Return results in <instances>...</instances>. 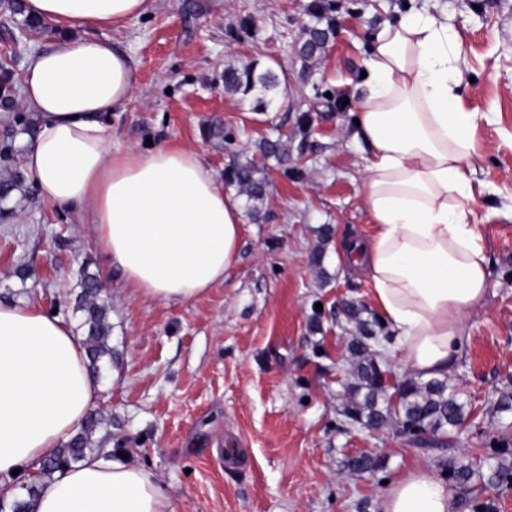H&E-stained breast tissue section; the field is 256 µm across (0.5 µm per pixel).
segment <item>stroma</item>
I'll use <instances>...</instances> for the list:
<instances>
[{
	"instance_id": "1",
	"label": "stroma",
	"mask_w": 512,
	"mask_h": 512,
	"mask_svg": "<svg viewBox=\"0 0 512 512\" xmlns=\"http://www.w3.org/2000/svg\"><path fill=\"white\" fill-rule=\"evenodd\" d=\"M311 0H154L112 31L27 28L24 0H0V68L13 91L0 97V143L14 168L37 125L25 112L22 79L34 51L78 37L108 39L131 58L138 82L122 109L103 113L112 149L190 146L216 178L257 161L268 182L258 213H244L238 257L204 295L143 301L124 287L95 246L84 215L47 201L31 180L0 201V302L56 311L72 328L82 272L98 275L112 324L111 363L99 372L95 442L154 473L174 512H379L388 481L424 468L444 478L457 512H512V487L484 481L512 465V0H426L447 14L462 41L460 94L480 113L472 177L486 185L471 223L491 259L490 293L473 312L448 384L465 402L462 431L436 445L409 443L394 427L371 430L346 418L352 332L341 308L369 303L365 279L340 253L342 237L370 234L360 192L362 145L352 114L371 38L409 0H324L336 36L301 62L294 46ZM282 65V95L265 112L251 95L224 90V68ZM309 127L307 138L297 133ZM222 127L224 138L211 136ZM285 134L302 178L284 176L258 150ZM378 460L371 473L349 459ZM471 466L458 481L450 464Z\"/></svg>"
}]
</instances>
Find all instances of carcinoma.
Wrapping results in <instances>:
<instances>
[{"mask_svg":"<svg viewBox=\"0 0 512 512\" xmlns=\"http://www.w3.org/2000/svg\"><path fill=\"white\" fill-rule=\"evenodd\" d=\"M304 35L298 55L306 62L324 48L335 32L330 24L325 27L311 25L304 29ZM279 86V77L270 68L260 70L251 63L224 68V91L255 95L256 107L261 111L276 101ZM260 150L266 157L288 159V144L280 137L264 140ZM256 173V167L251 162L232 165L224 172L225 180L245 195L251 211L257 209V204L263 202L267 194V182L256 177ZM79 287L77 309L84 313L83 325L86 326L82 344L92 369L98 372L99 362L112 360V347L109 345L112 324L108 319V308L100 298L99 279L85 273L81 276ZM364 312L365 308L354 302L343 308V313L356 329V335L350 337L347 343L352 381L346 389L353 402L345 415L372 428L385 427L397 420L403 435L411 443L419 442V437L412 431L414 426L434 436L448 434L460 426L465 418V403L448 386L446 379L422 381L408 377L402 380V398L398 407H393L391 396L382 382L384 369L377 361L375 352V346L389 340V336L383 334V326L377 319L363 317ZM96 424L98 421L93 419L86 422L55 456L42 463L41 473L52 475L96 452L92 441V429ZM348 467L354 473L372 472L377 468V460L361 455L350 459ZM487 484L492 487L511 485L512 469L502 464L492 468Z\"/></svg>","mask_w":512,"mask_h":512,"instance_id":"carcinoma-1","label":"carcinoma"}]
</instances>
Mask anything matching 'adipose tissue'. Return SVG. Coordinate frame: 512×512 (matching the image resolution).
I'll list each match as a JSON object with an SVG mask.
<instances>
[{
    "instance_id": "adipose-tissue-1",
    "label": "adipose tissue",
    "mask_w": 512,
    "mask_h": 512,
    "mask_svg": "<svg viewBox=\"0 0 512 512\" xmlns=\"http://www.w3.org/2000/svg\"><path fill=\"white\" fill-rule=\"evenodd\" d=\"M152 0H26L61 28H118ZM458 35L415 8L384 23L364 60L354 135L364 144L362 196L372 235L341 253L364 269L370 296L410 374L443 376L489 292L490 258L471 224L469 176L478 113L457 92ZM137 81L130 58L102 39H71L33 55L25 104L42 124L23 155L43 197L85 215L124 285L147 300H189L235 262L237 197L189 148L112 151L102 113L124 107ZM102 387L61 318L0 303V486L37 472L79 428ZM453 491L423 469L381 496L380 512H456ZM30 512H173L156 475L101 452L44 481Z\"/></svg>"
}]
</instances>
